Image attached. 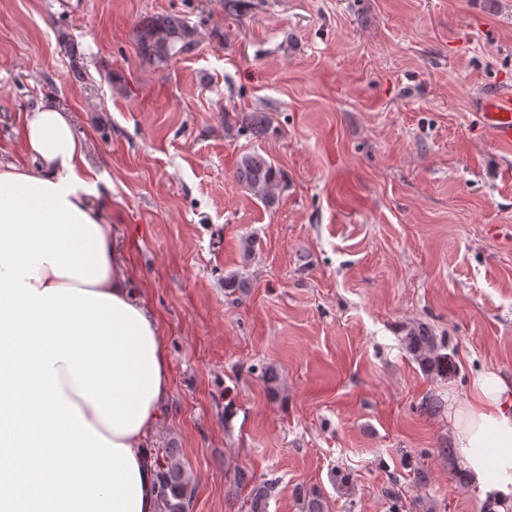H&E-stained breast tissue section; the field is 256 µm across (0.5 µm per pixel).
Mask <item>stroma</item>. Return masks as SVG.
<instances>
[{
    "label": "stroma",
    "instance_id": "1",
    "mask_svg": "<svg viewBox=\"0 0 512 512\" xmlns=\"http://www.w3.org/2000/svg\"><path fill=\"white\" fill-rule=\"evenodd\" d=\"M162 14L198 45L149 63L136 30ZM501 91L512 0H0V160L33 166L22 124L47 97L86 137L166 347L147 446L179 449L190 512H242L240 472L272 482L268 512H300L302 485L328 512H484L421 404L512 378V147L475 110ZM255 110L268 135L225 131ZM251 150L284 172L274 204L237 180ZM420 323L456 377L406 349ZM403 341L427 374L442 378L456 375L458 366L448 340L443 336H436L428 325L418 324L413 327Z\"/></svg>",
    "mask_w": 512,
    "mask_h": 512
}]
</instances>
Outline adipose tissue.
I'll use <instances>...</instances> for the list:
<instances>
[{"instance_id": "1", "label": "adipose tissue", "mask_w": 512, "mask_h": 512, "mask_svg": "<svg viewBox=\"0 0 512 512\" xmlns=\"http://www.w3.org/2000/svg\"><path fill=\"white\" fill-rule=\"evenodd\" d=\"M36 167L0 163V512H158L145 439L169 388L156 318L89 202L69 112H27ZM471 486L512 505V380L448 412Z\"/></svg>"}]
</instances>
